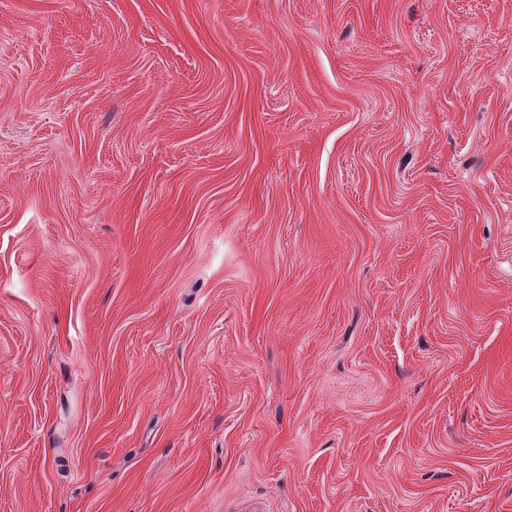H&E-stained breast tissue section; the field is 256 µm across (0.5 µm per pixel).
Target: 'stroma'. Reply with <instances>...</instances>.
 <instances>
[{"mask_svg": "<svg viewBox=\"0 0 512 512\" xmlns=\"http://www.w3.org/2000/svg\"><path fill=\"white\" fill-rule=\"evenodd\" d=\"M0 512H512V0H0Z\"/></svg>", "mask_w": 512, "mask_h": 512, "instance_id": "stroma-1", "label": "stroma"}]
</instances>
